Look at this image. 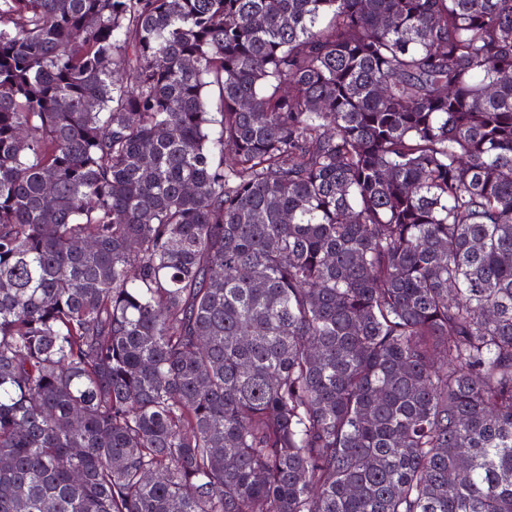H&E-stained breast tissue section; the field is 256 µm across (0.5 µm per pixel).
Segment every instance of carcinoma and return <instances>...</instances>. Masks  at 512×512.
<instances>
[{
	"label": "carcinoma",
	"instance_id": "1",
	"mask_svg": "<svg viewBox=\"0 0 512 512\" xmlns=\"http://www.w3.org/2000/svg\"><path fill=\"white\" fill-rule=\"evenodd\" d=\"M0 512H512V0H0Z\"/></svg>",
	"mask_w": 512,
	"mask_h": 512
}]
</instances>
